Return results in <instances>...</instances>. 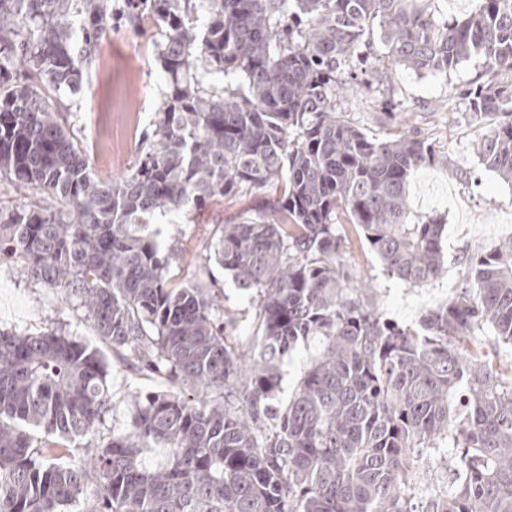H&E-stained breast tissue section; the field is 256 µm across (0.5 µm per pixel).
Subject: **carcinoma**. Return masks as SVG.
Wrapping results in <instances>:
<instances>
[{
  "label": "carcinoma",
  "mask_w": 512,
  "mask_h": 512,
  "mask_svg": "<svg viewBox=\"0 0 512 512\" xmlns=\"http://www.w3.org/2000/svg\"><path fill=\"white\" fill-rule=\"evenodd\" d=\"M411 0H124L156 30L168 92L129 173L99 177L69 133L61 94L81 89L109 34L112 0H0V180L44 203L0 206V252L78 295L101 341L179 389L135 403L129 431L67 461L110 410L98 349L57 329L0 331V512H63L97 479L90 512H417L407 491L435 440L455 463L426 512H512V242L474 258L472 287L418 328L382 317L343 262L340 212L386 272L410 286L443 271L440 218H414L412 173L441 160L417 136H368L337 91L383 82L367 51L448 74L489 118L479 163L512 183V0L437 21ZM270 188L224 219L213 261L257 303L262 334L239 351L212 281L168 283L158 214ZM324 345L294 398L280 366ZM147 448H165L154 468Z\"/></svg>",
  "instance_id": "1"
}]
</instances>
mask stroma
Masks as SVG:
<instances>
[{
	"label": "stroma",
	"mask_w": 512,
	"mask_h": 512,
	"mask_svg": "<svg viewBox=\"0 0 512 512\" xmlns=\"http://www.w3.org/2000/svg\"><path fill=\"white\" fill-rule=\"evenodd\" d=\"M481 71L480 63L474 61L446 76L419 75L396 67L390 71V82L378 91L353 84L340 95L347 118L368 135L384 138L403 131L413 133L434 141L445 157L444 163L415 172L408 194L413 215L438 216L446 224L444 271L437 280L412 287L391 277L358 231L346 230L344 260L370 284L374 305L384 318L405 325L417 323L424 311L461 291L474 256L512 242V185L478 164L476 148L489 126L466 120L467 107L458 94ZM165 90L152 28L144 26L133 33L122 20H115L98 61L84 73L81 91L62 98L69 132L83 143L89 156H110L104 164L96 160L97 174L116 178L129 172ZM259 198L256 191L230 201L217 198L193 209L176 224L161 215L156 218L165 238L171 283H178L192 266L210 276L216 287L223 289V304L234 312L244 344L257 330L256 304L222 268L208 262L207 256L217 226L226 217L252 214ZM53 328L64 329L101 350L111 395L103 424L94 436L71 442L69 457L82 458L87 446L104 445L113 433L126 431L134 403L144 392L173 390L168 377L129 369L111 347L102 344L78 296L45 287L22 272L19 262L0 263V331L36 334ZM321 350L319 339L311 338L285 359L280 406H287L293 398L301 377ZM449 470L446 448L432 449L416 484L409 488L418 508H426L428 496L447 492Z\"/></svg>",
	"instance_id": "1"
}]
</instances>
